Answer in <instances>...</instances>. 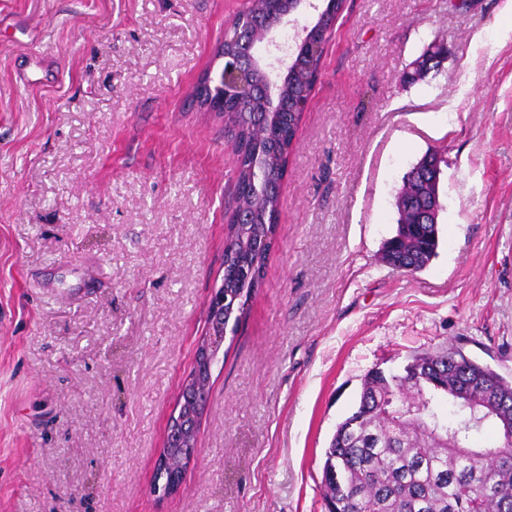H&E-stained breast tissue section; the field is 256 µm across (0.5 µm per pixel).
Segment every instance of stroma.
Here are the masks:
<instances>
[{
  "label": "stroma",
  "mask_w": 512,
  "mask_h": 512,
  "mask_svg": "<svg viewBox=\"0 0 512 512\" xmlns=\"http://www.w3.org/2000/svg\"><path fill=\"white\" fill-rule=\"evenodd\" d=\"M244 0H0V512H324L365 374L451 345L512 382V0H347L264 286L178 492L166 422L224 276L236 156L190 94ZM440 65L403 76L428 46ZM54 56L30 89L25 55ZM442 159L438 254L382 245ZM159 454L155 462L156 474L152 484V490L155 495L166 497L174 494L178 490L182 477L178 472L168 471L165 465H162L159 469L162 453L160 456Z\"/></svg>",
  "instance_id": "35a3bbf8"
}]
</instances>
